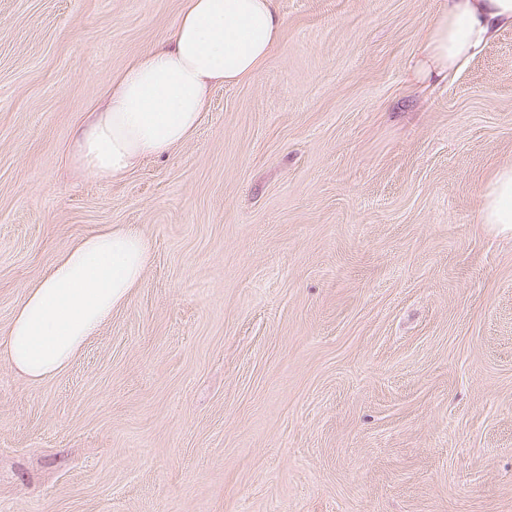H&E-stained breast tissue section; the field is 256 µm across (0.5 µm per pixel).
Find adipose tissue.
I'll use <instances>...</instances> for the list:
<instances>
[{"instance_id":"obj_1","label":"adipose tissue","mask_w":512,"mask_h":512,"mask_svg":"<svg viewBox=\"0 0 512 512\" xmlns=\"http://www.w3.org/2000/svg\"><path fill=\"white\" fill-rule=\"evenodd\" d=\"M510 23L512 0H448L428 27V73L445 78L495 28ZM282 26L274 0H187L172 33L113 80L102 104L76 130L73 161L111 180L144 158L166 155L196 131L213 86L254 76ZM479 211L492 230L512 234V164L484 189ZM150 256L147 238L131 225L80 238L26 287L0 336V357L35 382L66 369L113 311L128 303Z\"/></svg>"}]
</instances>
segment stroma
Returning <instances> with one entry per match:
<instances>
[{
    "mask_svg": "<svg viewBox=\"0 0 512 512\" xmlns=\"http://www.w3.org/2000/svg\"><path fill=\"white\" fill-rule=\"evenodd\" d=\"M186 0H0V335L79 238L152 259L55 377L0 360V512H512V27L417 75L446 0H275L255 76L106 182L76 127ZM482 224L500 234H512V164L501 167L480 198Z\"/></svg>",
    "mask_w": 512,
    "mask_h": 512,
    "instance_id": "obj_1",
    "label": "stroma"
}]
</instances>
